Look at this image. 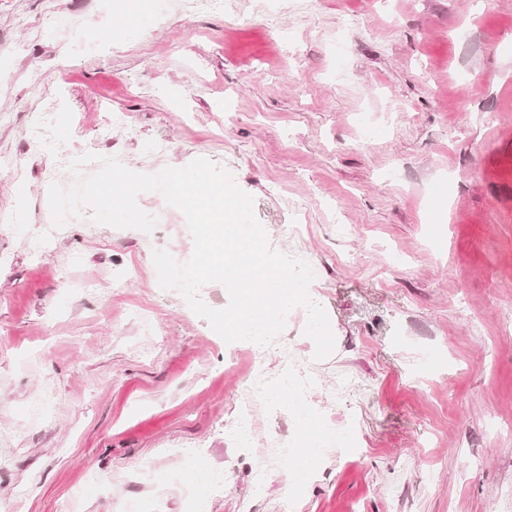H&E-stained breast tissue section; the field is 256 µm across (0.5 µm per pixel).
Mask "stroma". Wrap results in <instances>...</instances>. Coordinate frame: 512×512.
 I'll return each instance as SVG.
<instances>
[{"instance_id":"35a3bbf8","label":"stroma","mask_w":512,"mask_h":512,"mask_svg":"<svg viewBox=\"0 0 512 512\" xmlns=\"http://www.w3.org/2000/svg\"><path fill=\"white\" fill-rule=\"evenodd\" d=\"M138 2L0 0V512H512V0H152L131 36ZM86 153L205 158L271 246L304 225L334 349L316 358L300 306L281 337L321 361L306 402L353 447L255 481L292 407L239 441L249 358L153 264L191 257L184 214L144 192L148 233L44 224L48 178ZM178 448L225 489L188 482Z\"/></svg>"}]
</instances>
